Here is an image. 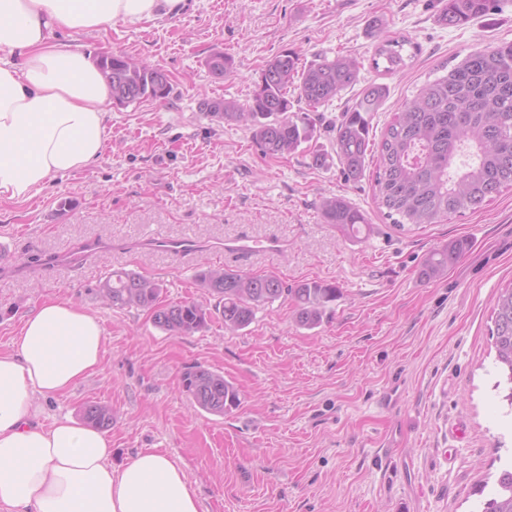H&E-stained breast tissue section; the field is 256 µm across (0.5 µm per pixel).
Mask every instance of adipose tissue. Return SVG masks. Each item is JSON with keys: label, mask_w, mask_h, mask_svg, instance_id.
Returning <instances> with one entry per match:
<instances>
[{"label": "adipose tissue", "mask_w": 512, "mask_h": 512, "mask_svg": "<svg viewBox=\"0 0 512 512\" xmlns=\"http://www.w3.org/2000/svg\"><path fill=\"white\" fill-rule=\"evenodd\" d=\"M187 0H0V200L31 199L86 167L106 141L109 89L96 64L62 48L61 31L179 16ZM99 319L49 299L0 352V512H200L185 472L143 449L112 463L108 433L70 418L37 423L35 395H62L93 374Z\"/></svg>", "instance_id": "ef3b65f1"}]
</instances>
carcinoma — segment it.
I'll list each match as a JSON object with an SVG mask.
<instances>
[{
	"mask_svg": "<svg viewBox=\"0 0 512 512\" xmlns=\"http://www.w3.org/2000/svg\"><path fill=\"white\" fill-rule=\"evenodd\" d=\"M495 4L496 0H445L440 19L448 27L463 26L490 13ZM367 28L374 40L371 67L384 74L404 70L416 45L404 35L386 34L376 17L367 21ZM97 66L115 105L162 101L172 91L165 72L122 53L99 57ZM207 66L220 78L231 72L233 61L218 53ZM360 70L361 62L348 55L323 57L301 67L296 53L284 51L267 61L246 102L204 99L199 109L218 121L246 126L263 154L284 157L314 137L311 113L357 84ZM387 93L381 83L365 85L335 126L334 147L346 179L353 182L366 177L368 155L377 153L372 172L376 199L395 229L475 211L512 189V43L476 50L424 84L394 113L375 146L371 121ZM301 102L308 111L294 110ZM322 215L346 235L359 233L367 223L364 213L340 196L323 201ZM460 250L458 244L433 250L424 258L421 274L441 278ZM198 280L216 299L211 311L195 301L165 303L162 282L123 270L108 274L98 292L107 305L147 310L155 326L184 335L200 330L214 315L224 321L225 330L238 332L253 322L257 311L288 298L294 301L295 323L313 329L341 295L332 282L290 287L273 274L208 269L198 274ZM493 324L496 362L512 382V282L496 296ZM181 387L195 406L211 415L222 416L240 403L234 382L202 364L185 367ZM80 415L95 428L112 425V406L107 403L90 401ZM497 484L482 512H512V471L502 470Z\"/></svg>",
	"mask_w": 512,
	"mask_h": 512,
	"instance_id": "obj_1",
	"label": "carcinoma"
}]
</instances>
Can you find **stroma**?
Wrapping results in <instances>:
<instances>
[{
    "label": "stroma",
    "mask_w": 512,
    "mask_h": 512,
    "mask_svg": "<svg viewBox=\"0 0 512 512\" xmlns=\"http://www.w3.org/2000/svg\"><path fill=\"white\" fill-rule=\"evenodd\" d=\"M442 0H189L171 19L66 31L59 42L90 58L124 52L164 70L172 92L110 106L103 153L53 178L32 199L0 201V350L24 314L62 298L105 330L100 367L70 392L37 397L39 423L79 419L88 401L111 403L114 461L144 448L184 470L202 512H480L512 466V391L490 331L498 288L512 281V192L482 209L410 231L393 228L374 182L346 180L333 157L332 123L357 97L319 110L317 135L296 153L263 155L246 127L200 112L202 99L249 98L265 63L283 51L301 64L345 52L362 81L388 96L373 142L394 112L444 64L512 42V0L458 28L439 21ZM406 34L411 67L376 76L366 22ZM232 57L221 78L206 62ZM328 154L311 165L313 152ZM342 196L370 232L346 239L320 204ZM192 239L178 253L161 240ZM276 239V251L225 254L227 242ZM462 243L438 280L420 274L434 248ZM273 273L285 284L326 281L341 296L312 330L292 302L258 311L230 334L220 319L191 335L153 325L148 312L106 306L97 292L112 269L162 281L167 300L207 301L196 276L209 267ZM223 372L238 408L214 416L180 388L185 366Z\"/></svg>",
    "instance_id": "obj_1"
}]
</instances>
